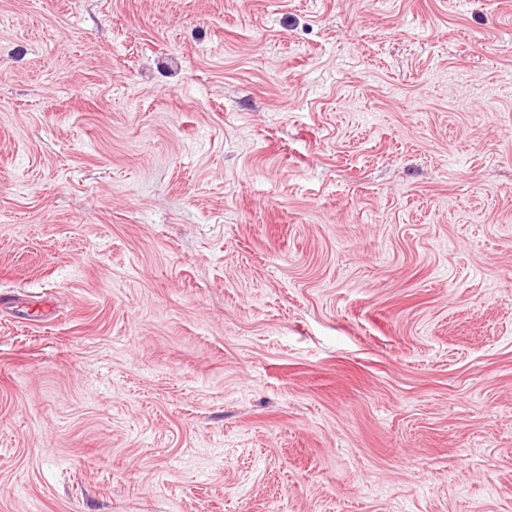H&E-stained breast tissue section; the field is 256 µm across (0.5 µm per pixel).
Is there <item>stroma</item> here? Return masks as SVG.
Instances as JSON below:
<instances>
[{
  "instance_id": "1",
  "label": "stroma",
  "mask_w": 512,
  "mask_h": 512,
  "mask_svg": "<svg viewBox=\"0 0 512 512\" xmlns=\"http://www.w3.org/2000/svg\"><path fill=\"white\" fill-rule=\"evenodd\" d=\"M0 512H512V0H0Z\"/></svg>"
}]
</instances>
